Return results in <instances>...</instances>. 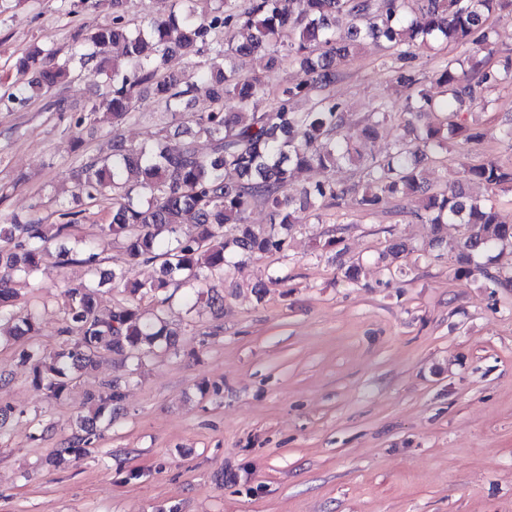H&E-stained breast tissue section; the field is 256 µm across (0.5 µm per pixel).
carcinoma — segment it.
<instances>
[{
	"label": "carcinoma",
	"instance_id": "cac0c4a2",
	"mask_svg": "<svg viewBox=\"0 0 512 512\" xmlns=\"http://www.w3.org/2000/svg\"><path fill=\"white\" fill-rule=\"evenodd\" d=\"M194 2L171 0L168 11L134 24L129 18L133 0H112L110 21L92 30L78 27L70 54L59 57L38 47L20 56L15 63L20 80L0 95V104L23 105L72 81L76 62L99 68L110 83L106 96L69 116L71 129L98 123L113 132L110 160L80 153L81 141L75 140L77 165L70 180L84 208L59 206L57 224L41 218L0 224L5 244L0 248V336L11 340L39 335L41 324L38 307L13 310V281L22 279L40 291L48 244L69 235L90 208L108 203L98 236L112 239L128 257V267L106 272L92 245L58 251L56 266L80 264L88 279L66 290L57 349L47 353L30 345L20 353L33 386L51 397H60L75 374L94 367L105 353L140 367L160 348L176 351L182 330L167 317L172 295L159 294L185 290L191 311L202 301L221 307L223 297L209 294L208 283L256 255L283 251L288 237L302 228L297 211L317 217L324 208L340 206L348 189L335 173L346 164H357L363 174L357 190L363 211L418 196L414 216L435 231L429 247L443 244V225H466L467 235L457 246L464 271L478 266L476 258L484 253L512 248V224L502 220L493 200L478 201L461 185L430 192L421 177L424 162L451 143L482 141V128L461 118L454 106L481 100L486 85L512 84V66L489 70L474 55L466 71L450 60L436 78L447 94L441 101L420 86L411 67L400 66L393 80L412 90L406 112L413 137L398 135L381 158L361 153L355 140L375 138L392 113L382 106L364 123H354L330 94L338 79L336 58L358 51L366 39L385 42L401 61L412 58L410 48L435 41L466 44L478 35L489 46L487 21L493 15L511 17L512 0H203L211 7L202 12ZM261 53L272 64L288 59L305 78L280 84L274 102L255 112L253 100L269 90L260 78L242 76L237 59ZM173 54L193 60L195 71L167 68ZM145 92L164 106L158 139L149 149L128 145L118 134L135 117V104ZM199 92L209 99V109L186 111ZM295 100L309 102V108L293 111ZM424 114L435 120L414 127L413 120ZM173 125L185 135L174 150L166 145ZM200 139L209 144V153L199 151ZM311 167L327 176L299 197L289 196L295 171ZM463 180L512 189V167L488 159L464 168ZM256 212L263 216L258 225L251 222ZM185 224L194 225L195 232L184 233ZM140 264L157 266V279L134 278ZM107 284L123 289L126 299L103 316L97 288ZM146 299L153 305L144 306ZM123 399L112 381L104 393L88 397V413L60 442L50 464L90 453Z\"/></svg>",
	"mask_w": 512,
	"mask_h": 512
}]
</instances>
